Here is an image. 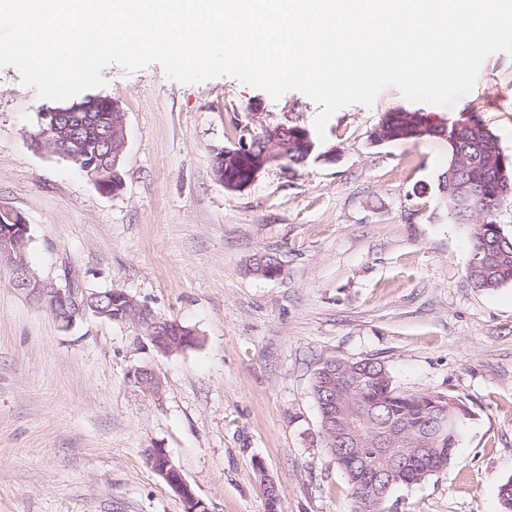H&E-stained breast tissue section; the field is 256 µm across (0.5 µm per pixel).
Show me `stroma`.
Segmentation results:
<instances>
[{"mask_svg": "<svg viewBox=\"0 0 512 512\" xmlns=\"http://www.w3.org/2000/svg\"><path fill=\"white\" fill-rule=\"evenodd\" d=\"M99 96L125 114L123 189L99 192L41 146L51 105L0 68V206L29 226L40 277L121 291L196 331L158 352L133 320L62 326L0 264V512H187L151 468L162 450L209 512H352L312 391L330 358L380 360L413 394L450 393L472 413L452 462L391 490L388 512H502L512 479V285L467 278L470 228L453 223L439 179L444 139L372 145L400 109L439 124L472 112L512 155V56L490 55L454 105L387 87L335 112L321 160L262 172L231 192L213 172L224 148L262 127L313 129L304 94L272 98L221 76L170 79L160 64L107 65ZM333 160H325V153ZM280 272H252L255 258ZM141 368L159 393L133 382Z\"/></svg>", "mask_w": 512, "mask_h": 512, "instance_id": "1", "label": "stroma"}]
</instances>
